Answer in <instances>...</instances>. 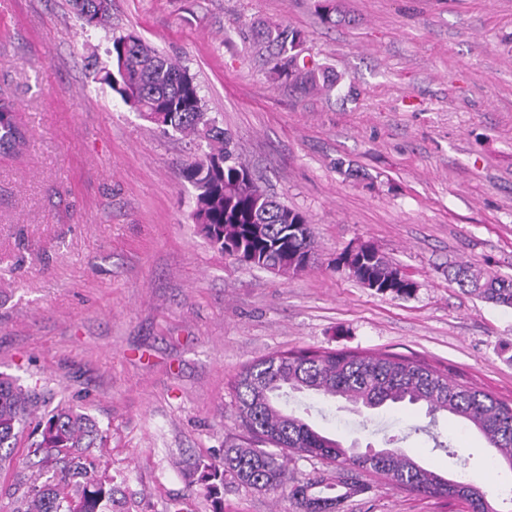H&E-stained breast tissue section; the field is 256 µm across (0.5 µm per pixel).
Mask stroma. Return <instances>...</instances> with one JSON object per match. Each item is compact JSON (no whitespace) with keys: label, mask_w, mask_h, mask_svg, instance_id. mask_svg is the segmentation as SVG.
<instances>
[{"label":"stroma","mask_w":512,"mask_h":512,"mask_svg":"<svg viewBox=\"0 0 512 512\" xmlns=\"http://www.w3.org/2000/svg\"><path fill=\"white\" fill-rule=\"evenodd\" d=\"M112 0L83 25L67 0H0V99L25 133L0 155V372L109 429L112 512H299L287 493L197 464L257 442L235 411L241 369L279 351L382 350L448 367L512 402V309L461 290L467 264L512 278V0ZM303 31L331 95L271 80L259 24ZM134 31L196 78L252 176L310 219L318 259L282 278L212 249L179 177L199 146L164 134L103 77ZM374 243L417 288L364 287L336 264ZM290 408L343 444L394 436L425 466L512 512V472L459 419L355 409L295 393ZM344 512H468L366 477Z\"/></svg>","instance_id":"obj_1"}]
</instances>
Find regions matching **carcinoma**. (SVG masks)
Masks as SVG:
<instances>
[{
  "label": "carcinoma",
  "mask_w": 512,
  "mask_h": 512,
  "mask_svg": "<svg viewBox=\"0 0 512 512\" xmlns=\"http://www.w3.org/2000/svg\"><path fill=\"white\" fill-rule=\"evenodd\" d=\"M89 27L105 24L112 4L69 0ZM321 20L336 24V0H317ZM257 54L277 81L307 94L329 92L336 78L329 71L295 63L304 32L277 23L259 32ZM113 70L104 80L142 119L167 133L206 143L207 150L187 162L180 179L196 191L193 217L209 245L240 261L280 276L295 262L313 264L317 242L303 212L268 195L253 179L232 138L207 112L200 88L188 68L130 31L112 41ZM22 134L11 105L0 101V152L15 149ZM352 276L377 291L406 297L413 289L404 275L370 244L353 261ZM455 280L484 301L512 308V279L485 278L460 267ZM238 418L253 435L275 447L233 446L222 461L203 465L206 492L218 494L224 476L256 490L289 487L301 512H340L365 489L361 475H374L397 489L434 498H455L471 512H497L479 487L449 479L420 464L402 446L352 453L336 439L315 430L283 404L292 393L340 398L356 408L419 406L426 414H449L480 433L495 450L491 462L512 472V403L500 400L448 370L387 352L352 350L276 352L245 366L234 382ZM46 400L18 379L0 373V512H112V474L104 464L108 430L77 406ZM30 427L23 459L11 453L21 429ZM320 460L326 470L306 481L288 470V456Z\"/></svg>",
  "instance_id": "1"
}]
</instances>
